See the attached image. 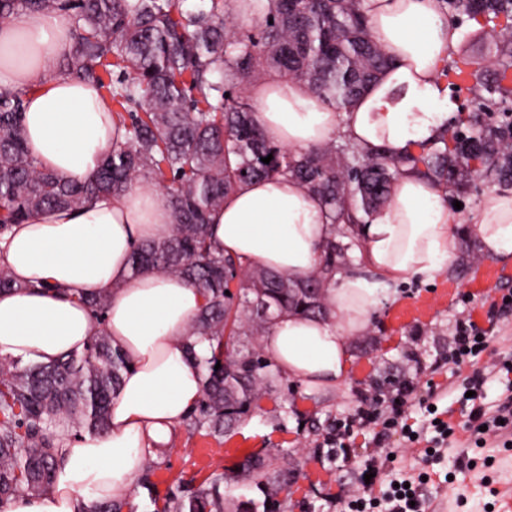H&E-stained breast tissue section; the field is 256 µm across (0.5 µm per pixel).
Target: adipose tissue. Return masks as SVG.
I'll return each instance as SVG.
<instances>
[{
    "instance_id": "obj_1",
    "label": "adipose tissue",
    "mask_w": 512,
    "mask_h": 512,
    "mask_svg": "<svg viewBox=\"0 0 512 512\" xmlns=\"http://www.w3.org/2000/svg\"><path fill=\"white\" fill-rule=\"evenodd\" d=\"M368 27L391 60L348 110L315 97L299 81L269 75L250 85L255 117L272 143L299 151L343 136L368 153L401 158L431 143L454 104L438 77L456 51L459 30L442 0H362ZM69 12L15 11L0 23V88L20 92L29 150L44 169L81 179L112 150V105L93 83L49 75L50 62L72 48ZM439 182L400 176L390 200L355 225L357 267L325 285L326 313L278 315L263 353L291 382L327 389L345 382L349 337L358 335L380 298L413 279L430 280L454 258L459 218ZM217 249L243 267L269 268L302 280L318 266L334 235L321 199L294 179L254 180L225 196L208 216ZM484 255L512 259V193L491 191L469 217ZM174 223L165 194L140 182L119 196L82 208L43 209L0 235V265L20 282L0 293V357L51 364L82 352L105 332L129 364L102 434L57 432L54 480L0 512H84L103 499L135 506L134 488L147 460L168 447L202 396L199 357L209 343L189 326L204 304L200 289L174 275L132 274L135 246L168 235ZM105 292L104 318L78 293ZM194 343L196 358L185 354Z\"/></svg>"
}]
</instances>
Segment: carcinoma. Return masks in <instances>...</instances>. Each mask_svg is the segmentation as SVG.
Here are the masks:
<instances>
[{"mask_svg": "<svg viewBox=\"0 0 512 512\" xmlns=\"http://www.w3.org/2000/svg\"><path fill=\"white\" fill-rule=\"evenodd\" d=\"M230 0H0V20L19 9L73 12L75 36L68 55L53 64L96 83L115 104L125 129L112 153L88 178L64 179L44 170L30 153L23 128L22 95L0 89V234L45 207L82 206L91 197L120 195L135 183L163 188L174 215L169 235L141 244L130 257L137 274L151 269L184 278L202 290L204 305L189 335L209 341L199 359L203 393L190 414L194 428L224 434L268 393L280 375L254 349L224 344L226 336H263L274 316L325 313L326 276L353 267L355 242L348 228L383 207L405 171L446 186H463L475 172L490 184L512 185V0H447L458 21H473L493 51L484 58L460 54L443 63L439 77L452 89L466 83L470 107L438 135L444 149L420 146L401 159L367 154L331 142L294 152L266 140L254 108L234 90L262 64L285 81H302L316 97L348 108L388 67L370 35L360 0H269L253 33L231 18ZM273 156L270 163L262 159ZM288 176L319 196L337 238L323 247L320 267L302 281L265 269H244L213 248L210 212L247 182ZM221 367H216V364ZM127 362L101 332L80 354L49 365L25 367L0 358V504L38 493L51 481L57 428L100 434L108 428L112 400ZM152 466L141 478L153 512H224V474L191 490L153 492ZM240 474L263 493V510L275 512L287 471L269 472L261 453L247 456Z\"/></svg>", "mask_w": 512, "mask_h": 512, "instance_id": "carcinoma-1", "label": "carcinoma"}]
</instances>
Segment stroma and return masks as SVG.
Returning a JSON list of instances; mask_svg holds the SVG:
<instances>
[{"mask_svg": "<svg viewBox=\"0 0 512 512\" xmlns=\"http://www.w3.org/2000/svg\"><path fill=\"white\" fill-rule=\"evenodd\" d=\"M491 189L473 176L463 189L449 192V200L461 204V222L454 227L455 259L433 280L409 281L381 300L366 330L349 341L352 363L345 384L309 392L283 377L229 433L214 436L178 426L152 476L158 490L166 491L179 479L201 482L217 470L226 476L224 512H244L247 501H262L263 495L250 479L236 477V467L260 452L272 469L289 468L299 476L280 493L281 512H351L349 502L335 495L364 469L374 450L373 437L383 426L371 425L365 434L345 441L334 456H326L323 447L335 424L373 403V382L390 375L412 388L403 409L421 438L414 443L401 430L390 432L388 480L425 476L421 490L426 512H488L496 505L497 491L512 487V447L493 437L475 444L468 421L471 405L462 397L469 379L488 365L512 362V312L498 311L502 294L512 292V261L484 256L466 222ZM466 319L491 335L480 355L456 364L449 361L448 351L457 322ZM431 391L438 395L439 411L449 412L455 426L453 442L434 457L427 450L437 432L421 402Z\"/></svg>", "mask_w": 512, "mask_h": 512, "instance_id": "1", "label": "stroma"}]
</instances>
